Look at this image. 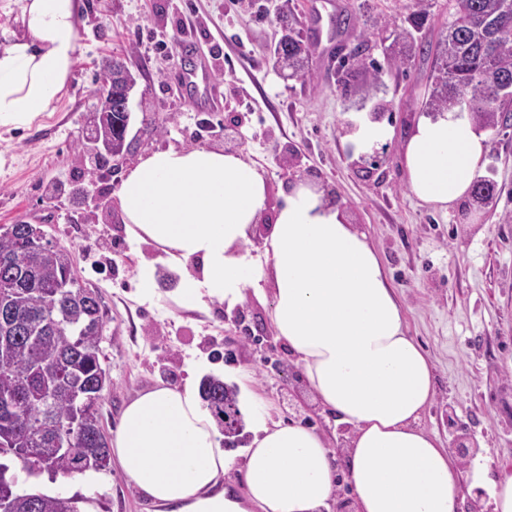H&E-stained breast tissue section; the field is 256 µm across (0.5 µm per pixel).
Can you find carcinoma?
<instances>
[{
    "label": "carcinoma",
    "instance_id": "carcinoma-1",
    "mask_svg": "<svg viewBox=\"0 0 512 512\" xmlns=\"http://www.w3.org/2000/svg\"><path fill=\"white\" fill-rule=\"evenodd\" d=\"M414 30L426 25L423 0H412ZM288 51L276 64L305 74L309 47L288 25ZM397 67L415 54L435 52L431 111L466 107L485 128L512 120V0H448V23L436 44L402 29L393 39ZM496 185L476 181L473 201L491 203ZM24 224L0 226V455L26 477H67L107 468L110 451L92 435L101 426L98 382L105 372L99 341L107 325L96 290L75 277L70 253L52 240H27ZM218 424L242 429L235 394L213 376L199 386ZM78 497L27 493L13 476L0 477V512H79Z\"/></svg>",
    "mask_w": 512,
    "mask_h": 512
}]
</instances>
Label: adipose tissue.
<instances>
[{"label":"adipose tissue","mask_w":512,"mask_h":512,"mask_svg":"<svg viewBox=\"0 0 512 512\" xmlns=\"http://www.w3.org/2000/svg\"><path fill=\"white\" fill-rule=\"evenodd\" d=\"M85 0H25L21 32L0 46V131L55 111L72 73ZM488 132L467 110L418 117L404 143L410 192L457 209L482 175ZM268 186L242 154L159 149L116 191L124 232L160 250L175 272L177 306L242 301L271 281V323L323 412L348 430L343 449L354 512H458L455 461L419 425L434 369L408 336L401 306L366 235L339 202L308 180L266 215ZM268 222L269 259L247 250ZM121 472L157 512H328L336 467L323 435L301 424L260 423L242 492L224 486L233 465L193 382L159 384L123 407L112 439Z\"/></svg>","instance_id":"1"}]
</instances>
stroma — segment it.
Wrapping results in <instances>:
<instances>
[{"instance_id": "1", "label": "stroma", "mask_w": 512, "mask_h": 512, "mask_svg": "<svg viewBox=\"0 0 512 512\" xmlns=\"http://www.w3.org/2000/svg\"><path fill=\"white\" fill-rule=\"evenodd\" d=\"M77 62L56 111L30 128L0 132V225L24 219L43 225L66 247L80 284L97 289L109 322L100 359L110 384L101 422L114 432L124 404L158 383L179 384L193 365L221 371L236 390L243 429L231 446L241 457L252 434V417L284 424L302 422L324 431L331 448L344 443L335 426L289 361L270 329L271 298L246 291L233 309L214 301L208 312L178 308V286L158 266V296L141 301L137 267L151 247L128 241L115 191V171L97 183L98 206L72 202L64 190L88 176L76 145L104 87V63L119 57L137 76L148 110L131 114L137 144L128 158L157 150L207 147L236 152L264 176L269 205L291 176L306 177L334 193L384 265L403 310L409 336L428 354L435 396L422 427L454 450L460 433L471 436V457L492 460L493 470L512 471V123L491 131L485 177L495 181L492 204L472 203L438 211L409 192L402 142L425 111L433 56H416L387 68V31H374V48L347 72L325 64L326 49L352 47L375 16L403 21L410 0H85ZM288 12L312 41L309 72L299 78L275 66L267 50L281 35L277 17ZM355 17L357 27L342 24ZM212 57L224 109L195 112L174 73L192 54ZM386 69L372 90L375 66ZM378 113L393 130L380 160L356 153L345 125L354 115ZM172 115L163 136L151 135L153 115ZM292 157L286 169L283 157ZM266 326L262 336H243L244 326ZM21 489L80 497V512H155L117 464L79 478L19 480Z\"/></svg>"}]
</instances>
